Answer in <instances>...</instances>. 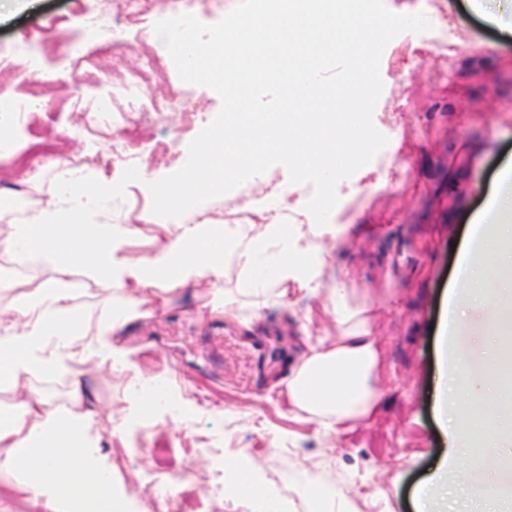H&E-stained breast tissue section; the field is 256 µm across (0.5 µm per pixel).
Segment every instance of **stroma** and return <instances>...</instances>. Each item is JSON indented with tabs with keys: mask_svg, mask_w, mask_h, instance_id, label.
I'll return each mask as SVG.
<instances>
[{
	"mask_svg": "<svg viewBox=\"0 0 512 512\" xmlns=\"http://www.w3.org/2000/svg\"><path fill=\"white\" fill-rule=\"evenodd\" d=\"M368 4L380 21L406 19L383 33L373 50L368 104L360 112L387 165L360 174L337 168L332 189L345 213L323 212L322 221L340 220L350 230L329 246L320 297L297 292L284 303L263 304L242 296L227 312L210 313L205 302L239 286L240 270L232 263L219 283L179 289L159 312L129 322L113 339L126 354L125 367L86 371L101 454L117 459L160 435L173 448L164 476L184 471L206 477L223 470L226 512H262L259 500L236 489L234 462L243 453L269 493L287 492L283 512H314L301 491L309 478L334 486L335 504L345 512H416L418 490L435 475L445 451L435 406L436 328L447 308L456 249L466 242L496 172L512 160V36L472 12L465 0ZM31 37L44 40L45 54L30 55ZM78 41L89 60L76 72L68 57ZM153 47L149 28L135 47L113 45L109 0H0V98L25 97L33 85L43 93L42 107L26 125L0 114V140L18 149L42 139L55 145L38 186L21 172L0 182L8 198L0 208V233L32 221L48 205H62L56 183L65 162L98 154L107 161L98 175L121 190L95 214V223L139 225L129 252L150 250L158 201L132 170L159 181L180 175L198 144L223 126L226 113L220 84L196 86L169 112L135 116L141 141L129 145L126 160L113 161L116 128L95 137L81 129L85 112L95 109L86 85L103 72L119 82L141 67ZM190 113L195 122H187ZM52 276L49 267L0 254L2 299L11 297V281L41 283ZM343 285L366 298L383 370L376 382L379 409L336 435L295 418L285 381L325 326L323 297ZM219 331L266 342L273 374L251 382V366L237 353L216 363L204 341ZM146 378L168 383L189 419L157 416L140 423L139 388ZM493 382L494 405L475 402L482 427L473 439L484 444L486 456L470 465L474 480L493 488L506 505L512 504V380L502 375ZM121 421L145 431L128 439L111 435ZM277 462L288 471L284 490L266 478Z\"/></svg>",
	"mask_w": 512,
	"mask_h": 512,
	"instance_id": "obj_1",
	"label": "stroma"
}]
</instances>
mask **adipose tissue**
<instances>
[{
	"label": "adipose tissue",
	"instance_id": "adipose-tissue-1",
	"mask_svg": "<svg viewBox=\"0 0 512 512\" xmlns=\"http://www.w3.org/2000/svg\"><path fill=\"white\" fill-rule=\"evenodd\" d=\"M258 13L236 19L231 41L203 44V53L223 61L225 71L245 82L278 77L288 66L290 83L314 73L320 59L345 55L348 78L335 91L290 96L285 135H275V114L261 123L225 114V130L211 133L193 152L182 175L159 187L166 222L151 249L130 256L125 248L140 234L137 225L96 224L94 211L117 192L115 184L94 173L77 176L67 206L25 224L11 225L0 237V251L24 253L50 266L53 278L37 288L14 282L12 299L0 305V391L14 395L0 403V496L16 499L23 512H105L111 495L99 482H111L112 463L99 455L93 437L91 390L83 366L124 364L113 334L129 321L150 314L160 298L158 284L184 287L219 282L227 260L240 269L241 291L265 300H286L292 288L316 290L323 276L326 240L344 230L324 224L320 210L289 195L279 196L277 213L263 224H188L184 217L202 193H219L246 169L276 153L294 174H319V196H329L338 160L363 145L359 125L343 124L339 113L355 111L366 92L367 70L379 24L370 13L336 0H259ZM208 171L201 187L197 174ZM306 214L304 224L282 223L281 211ZM222 258L210 259L213 244ZM95 256L92 278L114 288L111 302L82 310L75 306L66 279L82 251ZM367 308L355 290L340 289L327 313L332 333L310 347L288 374L285 395L304 421L341 434L376 410L375 387L381 355L372 336ZM78 363L69 385L68 404L55 406L29 383L32 375L51 373L61 362Z\"/></svg>",
	"mask_w": 512,
	"mask_h": 512
}]
</instances>
